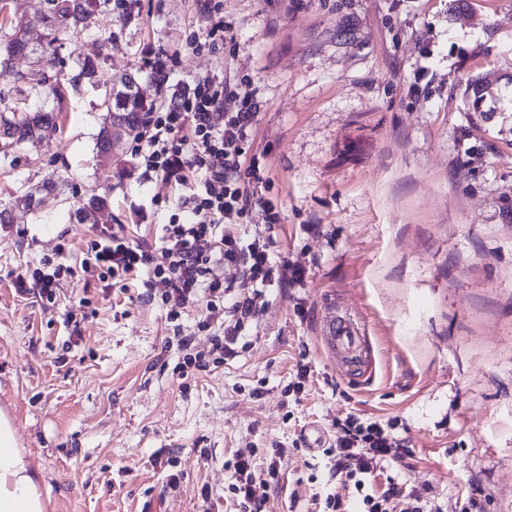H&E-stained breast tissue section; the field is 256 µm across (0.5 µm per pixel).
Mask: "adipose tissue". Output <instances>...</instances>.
<instances>
[{
	"label": "adipose tissue",
	"mask_w": 512,
	"mask_h": 512,
	"mask_svg": "<svg viewBox=\"0 0 512 512\" xmlns=\"http://www.w3.org/2000/svg\"><path fill=\"white\" fill-rule=\"evenodd\" d=\"M0 512H42L29 464L5 420L0 421Z\"/></svg>",
	"instance_id": "obj_1"
}]
</instances>
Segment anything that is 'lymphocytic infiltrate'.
Wrapping results in <instances>:
<instances>
[{
    "mask_svg": "<svg viewBox=\"0 0 512 512\" xmlns=\"http://www.w3.org/2000/svg\"><path fill=\"white\" fill-rule=\"evenodd\" d=\"M260 108L256 97L236 96L226 82L204 76L173 95L167 111L151 113L131 150L141 177L172 180L186 189L180 217L162 227L168 263L154 265L145 250L112 229L100 232L82 260L84 270L98 272L103 280L138 279L148 288L154 279H162V303L170 321H178L187 306L205 303L208 315L198 326L211 331L210 349L196 350L190 335L176 339L187 369L236 357L239 335L246 325L258 322L267 288L303 278L301 269H289L271 252L263 236L245 241L234 232L257 207L265 210L268 223L278 221L271 202L245 185L257 176L255 169L244 167L243 157ZM70 271L61 263H45L18 274L16 290L24 295L34 288L40 299L55 302L58 283ZM390 448L381 424L361 426L350 420L327 454L337 473L364 489L375 481L377 465ZM256 455V449H238L230 464L228 489L242 512H262L263 501L255 491Z\"/></svg>",
    "mask_w": 512,
    "mask_h": 512,
    "instance_id": "obj_1",
    "label": "lymphocytic infiltrate"
}]
</instances>
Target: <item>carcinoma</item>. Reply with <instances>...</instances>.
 <instances>
[{
	"label": "carcinoma",
	"mask_w": 512,
	"mask_h": 512,
	"mask_svg": "<svg viewBox=\"0 0 512 512\" xmlns=\"http://www.w3.org/2000/svg\"><path fill=\"white\" fill-rule=\"evenodd\" d=\"M115 10L133 17L129 0H44L42 23L47 34L41 49L28 47L24 29L18 24L12 33L4 35L0 40V67L7 68L8 62L26 47L32 53H39L38 62L44 67L14 78L16 94L31 100L32 108L22 112L8 102V98H0V150L5 152L21 142L40 137L43 129L56 121L55 110L46 109L45 103L49 100L61 103L65 85L49 76L46 67L53 65L59 49L94 35L96 16H107ZM77 64L78 72L69 78V84L74 90L83 82L100 89L99 107L107 115L99 132L98 151L108 157L141 135L155 103L139 97L130 76L124 75L106 88L100 85L98 78L99 61L79 58ZM484 90L476 80L468 85L472 109L483 118L493 116L491 112L480 111L485 100Z\"/></svg>",
	"instance_id": "1"
}]
</instances>
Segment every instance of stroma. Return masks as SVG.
I'll return each mask as SVG.
<instances>
[{
    "label": "stroma",
    "mask_w": 512,
    "mask_h": 512,
    "mask_svg": "<svg viewBox=\"0 0 512 512\" xmlns=\"http://www.w3.org/2000/svg\"><path fill=\"white\" fill-rule=\"evenodd\" d=\"M206 3L135 0L133 20L113 12L54 71L100 58L159 112L195 78L243 83L262 103L247 158L279 221L257 207L235 233L268 237L304 277L268 290L237 357L180 376L166 308L80 261L121 224L164 263L182 189L141 180L130 149L98 156L90 90L0 153V208L37 202L0 223V414L43 512H238L227 463L246 446L288 453L264 512L353 504L324 454L349 416L393 422L373 487L399 483L402 512H512V111L486 121L464 96L473 78L487 100L512 91V0H223L230 41L186 50ZM150 49L177 55L168 80ZM47 259L72 268L52 306L15 291ZM339 316L372 370L337 361Z\"/></svg>",
    "instance_id": "35a3bbf8"
}]
</instances>
